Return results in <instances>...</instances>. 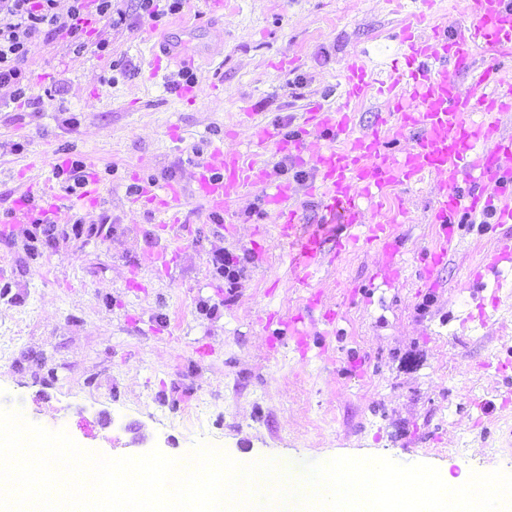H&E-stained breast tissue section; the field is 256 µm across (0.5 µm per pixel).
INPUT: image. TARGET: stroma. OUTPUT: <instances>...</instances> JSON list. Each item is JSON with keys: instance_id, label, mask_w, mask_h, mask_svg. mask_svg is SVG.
Segmentation results:
<instances>
[{"instance_id": "stroma-1", "label": "stroma", "mask_w": 512, "mask_h": 512, "mask_svg": "<svg viewBox=\"0 0 512 512\" xmlns=\"http://www.w3.org/2000/svg\"><path fill=\"white\" fill-rule=\"evenodd\" d=\"M134 27L89 24L91 47L36 41L28 58L40 111L0 89V401L24 407L31 423L64 424L82 448L111 457L152 449L181 458L200 441L237 461L323 462L339 456L427 463L457 482L472 472L512 473V271L488 325L462 324L472 300L465 276L494 249L493 234L463 225L437 287H419L417 267L437 244L429 210L434 177L392 187L363 223L408 211L398 225L400 276L388 282L378 242L341 256L325 252L312 285L295 284L291 251L265 203L288 183L310 224H325L306 189L307 155L256 151L257 126L298 131L311 106L338 105L346 68L388 71L408 16L449 34L468 23L463 0H206ZM198 51L194 84L155 65L159 40ZM108 45L99 52L96 42ZM260 154L267 182L210 212L195 191V164L212 146ZM83 161L99 182L93 209H65L59 234L40 255L26 225H9L20 197L37 199L58 180L56 160ZM182 191L184 229L168 269L153 271L162 212L138 201L145 190ZM87 229L81 240L69 224ZM241 268L234 291L212 259ZM305 333L298 347L289 325Z\"/></svg>"}]
</instances>
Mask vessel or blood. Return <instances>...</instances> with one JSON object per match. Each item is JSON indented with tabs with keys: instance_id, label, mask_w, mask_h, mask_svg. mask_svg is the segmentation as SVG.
<instances>
[{
	"instance_id": "1",
	"label": "vessel or blood",
	"mask_w": 512,
	"mask_h": 512,
	"mask_svg": "<svg viewBox=\"0 0 512 512\" xmlns=\"http://www.w3.org/2000/svg\"><path fill=\"white\" fill-rule=\"evenodd\" d=\"M469 24L463 33L449 37L446 27L437 25L430 35L419 31L421 15H412L404 25L400 43L402 64H391L378 78V91L386 110L367 130L354 129L351 102L362 99L369 88L366 67L351 63L342 87V104L332 111L318 108L305 114V128L322 132L321 140L306 141L304 134L284 139L278 132L259 128L257 148L274 147L291 155L308 151L319 174L309 188L319 195L323 208L336 215L334 243L343 252L354 245L361 226L360 200L380 202L387 190L425 174L442 175L441 192L432 206L442 247L426 259L420 277L422 287L436 280V273L454 241L463 219L493 216L495 224H512V134L501 130L504 113L512 111V84L496 78L497 65L512 57V0H466ZM486 65L477 68V54ZM412 135L415 144L396 151L393 140ZM345 147H336L337 139ZM267 180L265 170L255 160L238 155L225 156L213 148L196 165V192L220 210L231 192ZM291 185H276L266 202L290 247L296 248L295 265L302 271L300 282L309 285L310 269L322 257L324 238L319 233H303L304 217L290 205ZM180 196L177 187L164 195H150V202L166 212L162 229L177 236V215L173 204ZM95 207L98 186L87 181L79 192L63 195L47 189L40 195L38 209L28 201L18 204L14 221L31 223L33 216H55L61 202ZM512 264V241H501L481 271L469 279L472 291L483 288L485 275L500 276V266Z\"/></svg>"
}]
</instances>
